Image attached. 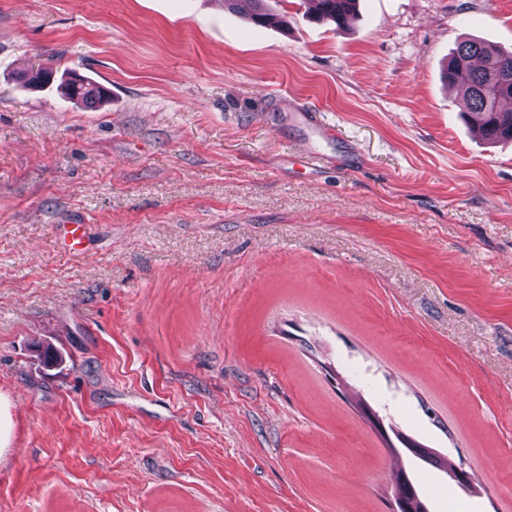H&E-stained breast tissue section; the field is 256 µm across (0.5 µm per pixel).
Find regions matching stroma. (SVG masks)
Segmentation results:
<instances>
[{
    "instance_id": "1",
    "label": "stroma",
    "mask_w": 512,
    "mask_h": 512,
    "mask_svg": "<svg viewBox=\"0 0 512 512\" xmlns=\"http://www.w3.org/2000/svg\"><path fill=\"white\" fill-rule=\"evenodd\" d=\"M266 3L0 0V512H390L363 402L512 512V142L443 79L512 0ZM356 0H317L318 17L330 19L336 24L337 29L346 26L354 15Z\"/></svg>"
}]
</instances>
